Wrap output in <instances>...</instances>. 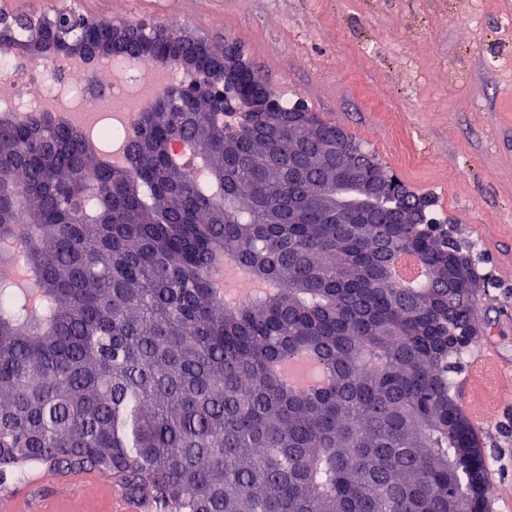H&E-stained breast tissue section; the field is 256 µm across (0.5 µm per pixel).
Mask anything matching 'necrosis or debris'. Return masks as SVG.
<instances>
[{
    "instance_id": "4bbe7bcc",
    "label": "necrosis or debris",
    "mask_w": 512,
    "mask_h": 512,
    "mask_svg": "<svg viewBox=\"0 0 512 512\" xmlns=\"http://www.w3.org/2000/svg\"><path fill=\"white\" fill-rule=\"evenodd\" d=\"M89 69L69 60L54 67L37 65L0 49V116L27 119L45 112L47 105L81 104L87 112H104L107 102L117 104L120 124L107 128L110 138L129 139L138 112L157 98L155 61L113 57L110 83L90 82Z\"/></svg>"
}]
</instances>
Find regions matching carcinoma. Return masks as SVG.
Listing matches in <instances>:
<instances>
[{
	"label": "carcinoma",
	"mask_w": 512,
	"mask_h": 512,
	"mask_svg": "<svg viewBox=\"0 0 512 512\" xmlns=\"http://www.w3.org/2000/svg\"><path fill=\"white\" fill-rule=\"evenodd\" d=\"M226 100L214 84L139 113L127 168L50 116L0 122V270L34 275L0 278V486L46 465L117 476L158 512H487L451 377L478 281L451 231L388 184L365 217L336 166L370 157L336 125L277 100L237 125ZM403 252L417 288L390 276ZM218 253L271 288L226 305ZM299 350L325 388L280 381ZM391 272L393 277L408 288H415L425 279V269L418 257L414 254H398L393 263Z\"/></svg>",
	"instance_id": "carcinoma-1"
}]
</instances>
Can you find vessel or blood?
Listing matches in <instances>:
<instances>
[{
	"label": "vessel or blood",
	"mask_w": 512,
	"mask_h": 512,
	"mask_svg": "<svg viewBox=\"0 0 512 512\" xmlns=\"http://www.w3.org/2000/svg\"><path fill=\"white\" fill-rule=\"evenodd\" d=\"M499 366L496 354L487 344L478 350L469 368L466 386L471 398L465 414L473 429H482L488 422L490 411L499 404L495 394L485 388L488 377ZM89 487L111 496L113 512H153L151 504L129 495L116 479L103 478L94 470L63 471L51 467L35 470L23 490L0 500V512H47V496L58 497Z\"/></svg>",
	"instance_id": "1"
}]
</instances>
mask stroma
<instances>
[{
    "label": "stroma",
    "mask_w": 512,
    "mask_h": 512,
    "mask_svg": "<svg viewBox=\"0 0 512 512\" xmlns=\"http://www.w3.org/2000/svg\"><path fill=\"white\" fill-rule=\"evenodd\" d=\"M62 5L235 42L277 97L435 199L487 283L476 317L506 397L481 437L493 480L512 486V0H0V13Z\"/></svg>",
    "instance_id": "obj_1"
}]
</instances>
